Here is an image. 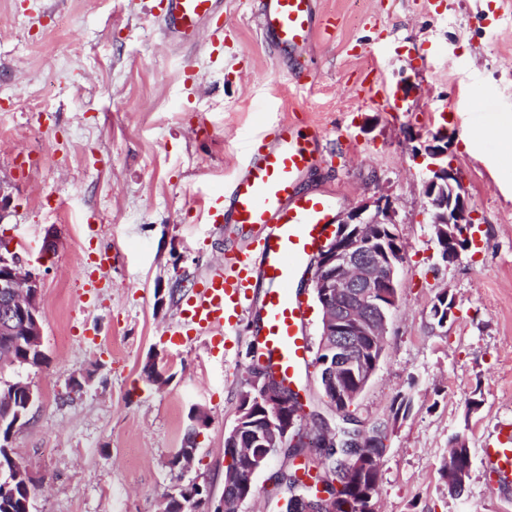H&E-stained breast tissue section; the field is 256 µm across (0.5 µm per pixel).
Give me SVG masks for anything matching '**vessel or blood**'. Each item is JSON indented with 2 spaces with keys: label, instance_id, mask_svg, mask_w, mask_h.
<instances>
[{
  "label": "vessel or blood",
  "instance_id": "1",
  "mask_svg": "<svg viewBox=\"0 0 512 512\" xmlns=\"http://www.w3.org/2000/svg\"><path fill=\"white\" fill-rule=\"evenodd\" d=\"M223 14L224 0H158L165 36L184 46L196 45L205 25ZM255 15L263 39L296 67L298 84H312V43L336 26L320 0H255ZM319 138L310 124L282 120L249 139L243 163L222 193L211 195L206 214L215 229L234 227L248 242L195 283L183 308L192 331L217 338L256 311L271 365L288 379L310 351L302 329L305 302L294 283L308 272L332 222L328 200L301 186L322 161ZM482 456L491 468L512 474V446L487 447Z\"/></svg>",
  "mask_w": 512,
  "mask_h": 512
}]
</instances>
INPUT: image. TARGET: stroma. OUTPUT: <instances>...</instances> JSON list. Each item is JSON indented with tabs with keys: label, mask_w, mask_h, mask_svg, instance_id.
<instances>
[{
	"label": "stroma",
	"mask_w": 512,
	"mask_h": 512,
	"mask_svg": "<svg viewBox=\"0 0 512 512\" xmlns=\"http://www.w3.org/2000/svg\"><path fill=\"white\" fill-rule=\"evenodd\" d=\"M153 0H0V233L40 272L46 363L21 370L38 400L12 446L34 512H162L196 482L224 494V439L257 338L252 318L179 335L197 279L229 239L204 207L265 122L313 124L328 149L311 187L343 215L391 196L404 252L384 353L354 413L388 423L379 512H512V479L480 450L512 431V5L502 0H321L315 84L261 38L253 0H224V39L169 44ZM383 46L387 107L361 81ZM447 134L475 211L473 244L443 262L423 194L418 141ZM110 251L105 272L80 267ZM454 300L440 327L430 310ZM169 382L148 381L149 359ZM85 378L81 390L74 378ZM305 430L340 415L304 368ZM411 410L393 419L397 397ZM207 422L192 464L170 469L192 409ZM471 451L448 490L454 437Z\"/></svg>",
	"instance_id": "1"
}]
</instances>
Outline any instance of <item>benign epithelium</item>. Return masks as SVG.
<instances>
[{"mask_svg": "<svg viewBox=\"0 0 512 512\" xmlns=\"http://www.w3.org/2000/svg\"><path fill=\"white\" fill-rule=\"evenodd\" d=\"M451 149L446 136H435L419 142L412 149L413 155L426 162L428 176L424 181V194L431 206L430 223L433 224L443 261L459 257L460 248L445 249L446 242L459 240L456 225L474 223V210L468 192L459 180L457 172L448 164ZM402 256L397 234L396 209L390 196L379 194L351 208L339 221L316 260L318 276L314 278L315 299L321 309V339L323 349L334 348L338 354L340 368L350 369L356 375L355 384L336 373L326 376L322 386L343 401L359 398L373 373L379 359L365 361L361 355L374 352L368 348L373 337L382 336L392 309L397 303L396 273ZM23 274L27 300L20 304L18 315L27 327L31 347L41 350L42 325L39 297L41 277L23 267V258L12 246L0 250V301L8 315L3 326L11 321L14 304L11 291L15 287L17 274ZM248 387L255 391L257 402L264 410L263 429L260 442L262 451L257 454L251 467L228 476L224 494L214 512H240L249 501L254 476L267 465V457L278 448H288L290 431L301 412H288V385L280 377L252 365L248 372ZM247 407L238 409L235 425L225 440L226 464L239 458L237 448L239 430L248 420ZM327 447L330 440L340 441L347 458L354 459L356 466L367 465L365 451L369 433L364 430H345L343 437H336V430L324 425ZM298 512H336V498L318 485L313 498L303 496L295 500Z\"/></svg>", "mask_w": 512, "mask_h": 512, "instance_id": "1", "label": "benign epithelium"}]
</instances>
